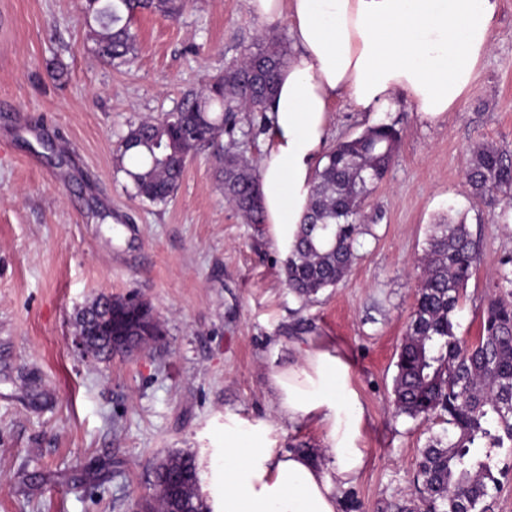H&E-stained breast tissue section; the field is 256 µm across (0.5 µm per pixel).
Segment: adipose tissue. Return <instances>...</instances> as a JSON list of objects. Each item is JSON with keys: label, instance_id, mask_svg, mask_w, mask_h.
<instances>
[{"label": "adipose tissue", "instance_id": "ef3b65f1", "mask_svg": "<svg viewBox=\"0 0 512 512\" xmlns=\"http://www.w3.org/2000/svg\"><path fill=\"white\" fill-rule=\"evenodd\" d=\"M247 8L288 26L259 169L264 221L279 246L292 245L307 209L336 101L393 112L404 96L422 119H444L469 91L497 19V0H247ZM295 349L297 362L269 375L273 409L319 425L324 454L277 450L268 426L227 416L220 488L198 484L210 512H340L365 470V414L346 356L326 336Z\"/></svg>", "mask_w": 512, "mask_h": 512}]
</instances>
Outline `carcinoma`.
Returning <instances> with one entry per match:
<instances>
[{
    "mask_svg": "<svg viewBox=\"0 0 512 512\" xmlns=\"http://www.w3.org/2000/svg\"><path fill=\"white\" fill-rule=\"evenodd\" d=\"M187 0H85L84 17L93 51L103 62L124 64L139 52L134 20L150 13L174 19ZM285 42L271 35L241 62L213 77L205 89L190 93L180 108L131 126L115 150V171L123 173L133 195L165 204L176 193L187 159L203 147L214 149L224 198L249 224L264 223L259 172L236 142L222 143L239 112H264L284 62ZM399 132L390 124L369 127L338 142L316 172L310 204L284 263L289 290L309 300L334 288L356 259L362 206L396 158ZM466 178L481 199L512 205V155L494 147L471 153ZM478 252L468 224L448 220L434 225L421 258L416 303L400 345L393 382L398 415L438 419L448 425L419 452L414 482L425 512H488L489 486L500 479L494 457L512 449V270L498 277V292L487 300L478 336L468 342L455 331L459 300L467 288ZM145 300L111 298L96 328L101 336H137L135 350L148 341ZM153 489L168 495L149 500L147 512H209L197 493L196 455L169 454L152 466Z\"/></svg>",
    "mask_w": 512,
    "mask_h": 512,
    "instance_id": "obj_1",
    "label": "carcinoma"
}]
</instances>
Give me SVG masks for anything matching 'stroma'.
Listing matches in <instances>:
<instances>
[{
  "instance_id": "1",
  "label": "stroma",
  "mask_w": 512,
  "mask_h": 512,
  "mask_svg": "<svg viewBox=\"0 0 512 512\" xmlns=\"http://www.w3.org/2000/svg\"><path fill=\"white\" fill-rule=\"evenodd\" d=\"M83 0H0V512H140L150 463L184 450L220 457L224 417L267 424L275 447L325 448L322 431L277 419L267 379L296 339L331 336L366 412L369 463L342 512L419 504L420 448L442 424L396 415L393 379L433 224L465 219L477 267L456 312L476 336L506 260L512 211L473 196L479 146L512 151V0H498L492 46L441 122L401 100L394 112L338 103L329 144L388 122L394 164L362 207L369 228L345 281L305 301L284 283L287 250L228 204L202 150L174 198L131 197L113 153L130 125L173 111L261 35L246 0H190L176 19L137 17L140 50L113 67L87 38ZM136 292L162 322L141 353L83 361L76 313L99 294Z\"/></svg>"
}]
</instances>
